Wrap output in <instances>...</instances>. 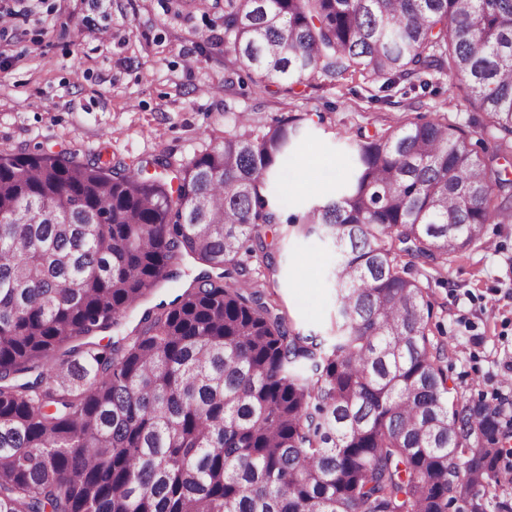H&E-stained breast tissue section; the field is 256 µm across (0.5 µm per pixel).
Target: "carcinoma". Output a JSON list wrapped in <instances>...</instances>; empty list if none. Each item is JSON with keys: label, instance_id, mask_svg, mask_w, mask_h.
<instances>
[{"label": "carcinoma", "instance_id": "1", "mask_svg": "<svg viewBox=\"0 0 512 512\" xmlns=\"http://www.w3.org/2000/svg\"><path fill=\"white\" fill-rule=\"evenodd\" d=\"M224 63L258 85L446 75L448 114L354 147L339 194L275 193L301 126L240 114L177 170L111 174L39 147L0 156V512H494L504 403L450 402L423 260L438 275L512 223V0H224ZM331 240L336 334L252 288L265 224ZM209 267L122 325L185 258Z\"/></svg>", "mask_w": 512, "mask_h": 512}]
</instances>
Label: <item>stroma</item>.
I'll return each instance as SVG.
<instances>
[{
	"label": "stroma",
	"instance_id": "stroma-1",
	"mask_svg": "<svg viewBox=\"0 0 512 512\" xmlns=\"http://www.w3.org/2000/svg\"><path fill=\"white\" fill-rule=\"evenodd\" d=\"M1 11L14 15L0 28L2 154L38 145L81 163L103 157L116 172L158 155L177 166L220 142L238 113L260 125L296 116L301 138L278 187L296 211L351 179L357 132L373 133L386 117L445 112L491 138L485 114L461 106V91L439 75L426 92L403 81L385 89L358 73L261 87L243 76L225 88L224 0H0ZM263 233L277 261L274 298L292 325L334 335L333 245L282 224ZM485 238L433 286L432 321L450 348L443 367L453 397L496 403L512 400V223L486 225ZM200 270L184 260L179 280L144 308L172 300ZM144 308L99 339L129 333Z\"/></svg>",
	"mask_w": 512,
	"mask_h": 512
}]
</instances>
